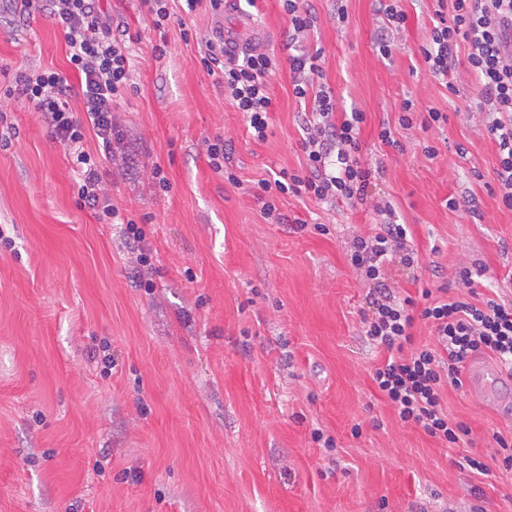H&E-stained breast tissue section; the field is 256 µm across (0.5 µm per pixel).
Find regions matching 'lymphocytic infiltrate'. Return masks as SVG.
I'll use <instances>...</instances> for the list:
<instances>
[{"instance_id":"obj_1","label":"lymphocytic infiltrate","mask_w":512,"mask_h":512,"mask_svg":"<svg viewBox=\"0 0 512 512\" xmlns=\"http://www.w3.org/2000/svg\"><path fill=\"white\" fill-rule=\"evenodd\" d=\"M450 2V17H439L419 51L435 78L447 80L461 66L470 75L475 108L484 113V128L497 147L499 201L512 210V0ZM0 10L18 19L42 12L62 30L78 84H70L53 69H27L17 74L6 94L31 104L39 120L68 146L80 204L96 220L123 225L137 264L146 265L142 229L132 216L107 203L101 160L83 147L90 133L101 139L108 154L126 140L112 105L130 86V34L113 31L112 18L100 9L98 0H0ZM318 60V55L301 48L288 56L295 98L314 101L312 111L302 118L304 168L280 169L272 178L255 182L253 189L266 220L290 222L300 231L305 230L306 220L281 213L277 199L304 195L354 206L364 203L373 177L361 156L365 116L337 112L332 90L316 84L322 75ZM200 62L207 74L220 75L252 137L265 140L272 107L267 76L275 65L273 55L255 45L238 59L225 55L223 43L209 41ZM75 95L83 103L81 120L70 107ZM381 213L383 222L373 233L356 237L347 254L349 264L369 287L362 334L385 353L372 381L401 423L421 427L448 444H464L470 429L449 420L441 406L442 390L447 385L462 388L466 365L477 355L494 359L512 373V301L480 293L478 280L467 269L460 274L462 294L416 308L411 297L395 292L386 266L395 256L406 266H419V252L407 226L392 220L390 207H383ZM418 320L434 330L436 345L411 348V330Z\"/></svg>"}]
</instances>
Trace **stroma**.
I'll use <instances>...</instances> for the list:
<instances>
[{"label":"stroma","mask_w":512,"mask_h":512,"mask_svg":"<svg viewBox=\"0 0 512 512\" xmlns=\"http://www.w3.org/2000/svg\"><path fill=\"white\" fill-rule=\"evenodd\" d=\"M398 4L407 20L395 29L377 0H313L303 44L321 49L339 111L364 112L363 159L379 174L354 208L281 198L282 213L312 225L298 233L267 223L251 193L304 162L279 0H234L255 10L277 58L263 141L200 63L209 5L159 30L141 0H100L135 38L132 88L115 108L135 162L104 163L102 176L111 203L144 221L149 288L121 225L79 207L65 146L4 94L18 70L69 72L62 31L41 14L0 25V113L16 128L0 147V229L15 242L0 249V512H512V473L467 465L491 460L495 434L512 436L511 384L445 389L444 412L471 429L451 448L402 425L370 378L381 355L361 334L368 288L346 254L381 222L379 201L422 255L417 273L389 263L402 295L456 294L460 272L481 265L485 285L512 300V210L497 196L496 147L468 109L471 79L458 70L448 92L418 51L435 0ZM408 100L447 122L400 128ZM385 124L403 151L381 143ZM217 136L233 144L240 185L207 164L204 141ZM156 162L165 195L150 179Z\"/></svg>","instance_id":"stroma-1"}]
</instances>
